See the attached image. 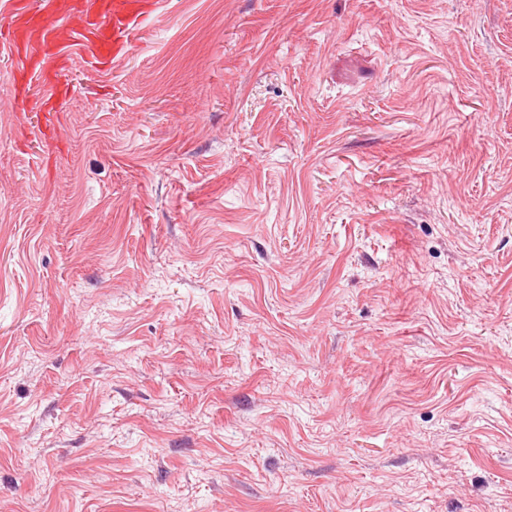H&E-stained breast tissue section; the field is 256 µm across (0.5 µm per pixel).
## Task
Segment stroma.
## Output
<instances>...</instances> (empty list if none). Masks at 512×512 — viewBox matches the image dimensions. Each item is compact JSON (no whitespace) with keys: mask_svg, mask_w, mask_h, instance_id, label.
<instances>
[{"mask_svg":"<svg viewBox=\"0 0 512 512\" xmlns=\"http://www.w3.org/2000/svg\"><path fill=\"white\" fill-rule=\"evenodd\" d=\"M19 65L0 512H512V0H165L62 98Z\"/></svg>","mask_w":512,"mask_h":512,"instance_id":"1","label":"stroma"}]
</instances>
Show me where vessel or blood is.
<instances>
[{"instance_id": "obj_1", "label": "vessel or blood", "mask_w": 512, "mask_h": 512, "mask_svg": "<svg viewBox=\"0 0 512 512\" xmlns=\"http://www.w3.org/2000/svg\"><path fill=\"white\" fill-rule=\"evenodd\" d=\"M161 5L162 0H83L72 13L61 16L53 0H45L36 12V28L13 31L6 47L25 59L20 78L30 86L44 82L46 72L58 68L67 44L92 23L107 35L106 40L94 43V53L106 50L113 58L122 57L135 38L137 26L148 17L150 9Z\"/></svg>"}]
</instances>
